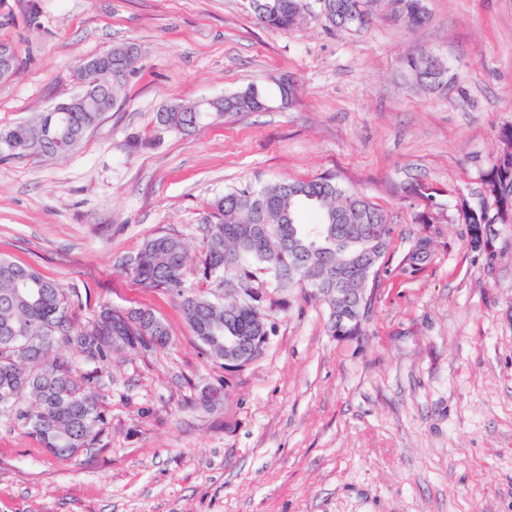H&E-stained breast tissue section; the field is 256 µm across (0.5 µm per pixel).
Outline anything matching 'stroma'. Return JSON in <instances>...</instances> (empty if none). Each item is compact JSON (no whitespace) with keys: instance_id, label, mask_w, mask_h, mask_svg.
<instances>
[{"instance_id":"stroma-1","label":"stroma","mask_w":512,"mask_h":512,"mask_svg":"<svg viewBox=\"0 0 512 512\" xmlns=\"http://www.w3.org/2000/svg\"><path fill=\"white\" fill-rule=\"evenodd\" d=\"M307 3L280 32L250 0H0V44L19 54L0 83V130L80 93L83 58L140 51L124 102L78 150L0 161V258L59 283L75 328L106 304L153 310L172 335L113 354L98 382L105 425L70 460L0 413V512H512V224L492 225L478 254L457 214L460 199L479 205L512 123V0H424L414 28L393 0H369L372 24L349 32ZM421 52L447 63V89L405 69ZM283 77L287 107L187 134L157 122L164 105ZM328 173L396 226L360 339L331 336L326 306L267 275L276 332L228 369L179 299L123 263L162 233L200 250L198 226L226 190ZM413 179L432 207L400 193ZM422 236L429 261L403 272Z\"/></svg>"}]
</instances>
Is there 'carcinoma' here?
Returning <instances> with one entry per match:
<instances>
[{"instance_id":"obj_1","label":"carcinoma","mask_w":512,"mask_h":512,"mask_svg":"<svg viewBox=\"0 0 512 512\" xmlns=\"http://www.w3.org/2000/svg\"><path fill=\"white\" fill-rule=\"evenodd\" d=\"M257 20L287 30L305 18V0H258ZM332 5L328 26L340 32L370 24L367 0H322ZM410 15V26L423 24V0H399ZM417 85L436 88L435 78L448 85V67L430 54L405 61ZM210 112H159L158 122L172 129L184 123L199 127ZM55 130L38 153L45 157L77 150L85 133L98 125L97 112H41L0 136H10L18 149H0V159L29 153L28 143L46 124ZM501 147L481 178L487 203L458 204V218L467 225L471 249L486 252L490 225L512 224V124L500 131ZM318 212L316 226L337 243L326 256L308 251L307 224L301 213ZM203 250L197 255L173 234L149 239L127 260L133 279L144 288L164 290L181 300L185 317L198 340L215 358L224 357V337L259 336L260 327L274 332L273 316L264 310L259 291L263 273L294 262L305 263L308 280H278L280 288L301 285L329 310L328 330L338 339L363 335L372 297L351 296L336 304V289L363 277L366 265L380 262L388 252L394 227L388 213L355 191L343 189L336 176L308 181H282L260 189L250 186L224 192L199 226ZM194 266L209 285L206 295L187 292L184 275ZM241 292L224 297V280ZM122 340H117V337ZM171 333L150 309L128 311L104 307L90 327L76 331L69 302L60 285L43 279L34 269L0 259V411H10L44 447L60 460L94 444L104 424L96 383L99 371L124 349L148 350L167 346ZM76 349L90 370L78 366L61 350Z\"/></svg>"}]
</instances>
